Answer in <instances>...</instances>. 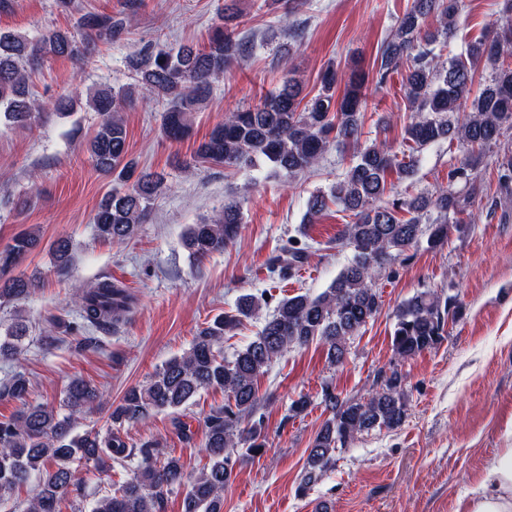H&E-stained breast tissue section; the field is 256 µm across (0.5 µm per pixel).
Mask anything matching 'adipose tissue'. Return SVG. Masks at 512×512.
<instances>
[{
    "label": "adipose tissue",
    "mask_w": 512,
    "mask_h": 512,
    "mask_svg": "<svg viewBox=\"0 0 512 512\" xmlns=\"http://www.w3.org/2000/svg\"><path fill=\"white\" fill-rule=\"evenodd\" d=\"M464 512H512V448H504L474 477Z\"/></svg>",
    "instance_id": "adipose-tissue-1"
}]
</instances>
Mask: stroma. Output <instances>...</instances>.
Segmentation results:
<instances>
[{"label": "stroma", "mask_w": 512, "mask_h": 512, "mask_svg": "<svg viewBox=\"0 0 512 512\" xmlns=\"http://www.w3.org/2000/svg\"><path fill=\"white\" fill-rule=\"evenodd\" d=\"M10 0L0 10V32L34 36L50 28L76 30L92 11L127 18L123 34L97 44L88 61L61 57L45 61L31 77L46 101L61 94L132 84L129 56L147 45H205L222 23L224 0ZM413 0H307L292 29L281 23L280 0H235L238 32L254 48L212 85L207 104L191 130L174 142L162 133L166 104L153 98L125 107L128 155L139 168L164 173L168 188L155 202L139 235L124 243L101 240L94 215L112 186L111 175L95 169L85 150L99 115L82 108L70 117L42 115L28 127L0 128V251L27 230L40 234L39 248L12 269L13 275L40 270L39 287L18 305L0 307V335L23 317L28 338L21 361L0 359V383L24 372L34 399L59 404L74 376L94 384L111 402L167 360L187 351L200 324L230 311L246 293L273 299L327 288L351 251L336 237L349 222L337 207L307 220V201L329 192L350 164L351 152L330 148L320 164L287 184L271 167L184 170L228 109L277 91L286 77L300 80L307 97L320 89L330 66L368 74L361 112V143L379 141L394 153L406 148L404 129L412 112L401 75L378 83L381 48L396 20ZM503 0H458L454 35L445 55L456 56L468 41L492 35L502 17ZM466 155L460 144L440 141L424 149L412 178L389 176L391 196L431 194L448 185V172ZM30 198L25 211L16 203ZM230 200L242 205L237 242L202 261L182 245L185 228L213 216ZM460 227L447 243L431 249L419 243L406 260L395 261L378 283L381 313L350 345L342 366L326 361L322 345L291 351L275 361L257 382V412L267 438L263 454L241 453L235 475L224 490V512H456L473 488L475 474L501 449L512 446V183L498 181L495 154L478 167L475 194L459 216ZM71 245L73 262L65 275L51 268V245ZM306 247L308 259L296 276L271 272L268 259L288 239ZM119 281L135 297L128 320L97 344L83 346L69 330L78 318L70 304L74 292L103 278ZM429 290L451 296L463 315L447 326L436 348L402 362L392 351L393 312L404 300ZM397 368L409 390L408 416L401 429L359 435L338 452L336 463L309 492L296 487L311 443L329 413L321 389L332 385L344 398L363 397L380 372ZM311 405L301 416L289 414L299 396ZM220 391L202 393L178 418L191 441L176 432L170 412L129 427L130 442L160 441L180 456L188 472L204 463L205 417L223 404Z\"/></svg>", "instance_id": "35a3bbf8"}]
</instances>
